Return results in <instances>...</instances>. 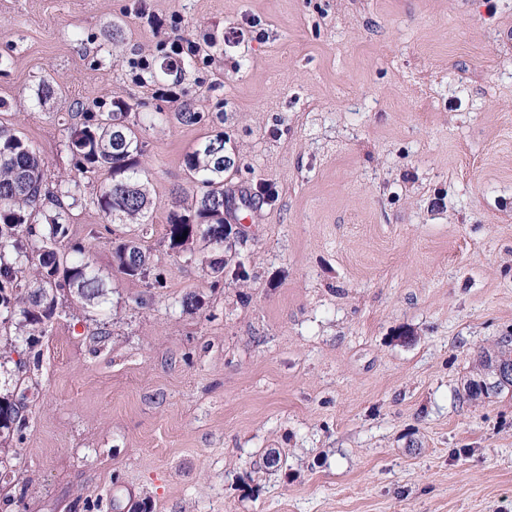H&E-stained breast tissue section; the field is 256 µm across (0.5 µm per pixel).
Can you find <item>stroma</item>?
Masks as SVG:
<instances>
[{"mask_svg": "<svg viewBox=\"0 0 512 512\" xmlns=\"http://www.w3.org/2000/svg\"><path fill=\"white\" fill-rule=\"evenodd\" d=\"M178 35L212 48L169 67ZM117 100L144 116L167 286L117 274L72 210L107 292L0 365L27 396L0 512H512V394L466 393L512 333V0H0V124L49 185L76 173L71 113ZM216 127L219 280L164 239Z\"/></svg>", "mask_w": 512, "mask_h": 512, "instance_id": "obj_1", "label": "stroma"}]
</instances>
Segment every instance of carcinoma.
<instances>
[{"instance_id":"cac0c4a2","label":"carcinoma","mask_w":512,"mask_h":512,"mask_svg":"<svg viewBox=\"0 0 512 512\" xmlns=\"http://www.w3.org/2000/svg\"><path fill=\"white\" fill-rule=\"evenodd\" d=\"M130 115L131 105L124 101L114 103L109 112H76L78 122L67 143L79 173L107 172L108 182L92 203L106 223L121 226L148 223L152 206L140 168L145 143ZM183 163L202 192L191 206L180 205L169 213L165 239L177 253L191 249L199 239L212 245L209 227L224 226V171L234 164L224 154V131H213L185 154ZM83 204L79 180L50 188L34 147L0 126V324L18 319L19 335L30 349L35 337L47 333L61 299L93 305L104 296L105 279L85 247H59L68 236L70 211ZM115 259L116 273L132 279L149 277V287H166L140 236L121 239ZM24 421L13 395L3 394L0 434H19Z\"/></svg>"}]
</instances>
